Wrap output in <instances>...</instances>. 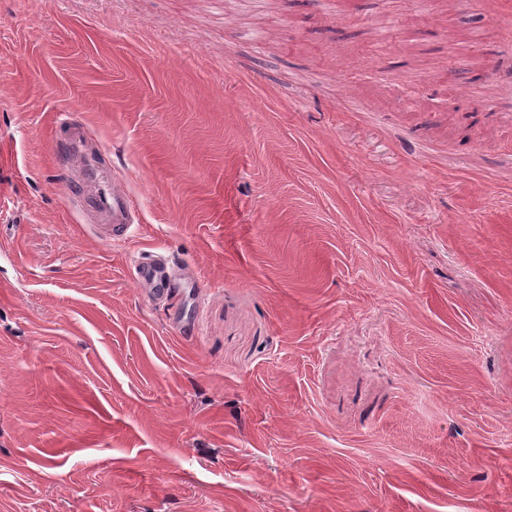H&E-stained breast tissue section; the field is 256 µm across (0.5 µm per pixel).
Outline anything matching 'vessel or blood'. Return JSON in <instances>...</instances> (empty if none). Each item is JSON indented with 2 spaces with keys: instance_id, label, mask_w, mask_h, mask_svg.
I'll return each mask as SVG.
<instances>
[{
  "instance_id": "1",
  "label": "vessel or blood",
  "mask_w": 512,
  "mask_h": 512,
  "mask_svg": "<svg viewBox=\"0 0 512 512\" xmlns=\"http://www.w3.org/2000/svg\"><path fill=\"white\" fill-rule=\"evenodd\" d=\"M54 155L69 210L106 243L131 239L140 224L132 194L106 149L76 114L57 113ZM134 281L149 301L162 302L181 287L182 275L161 255L148 251L135 266Z\"/></svg>"
}]
</instances>
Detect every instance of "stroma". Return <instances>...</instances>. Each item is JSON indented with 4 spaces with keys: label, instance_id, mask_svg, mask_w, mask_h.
I'll list each match as a JSON object with an SVG mask.
<instances>
[{
    "label": "stroma",
    "instance_id": "1",
    "mask_svg": "<svg viewBox=\"0 0 512 512\" xmlns=\"http://www.w3.org/2000/svg\"><path fill=\"white\" fill-rule=\"evenodd\" d=\"M1 252L0 512H512V0H0ZM54 155L68 208L99 239H131L141 222L123 178L108 153L73 112L57 113ZM182 275L153 251H146L135 265L134 281L151 302L169 298L174 288L182 286Z\"/></svg>",
    "mask_w": 512,
    "mask_h": 512
}]
</instances>
